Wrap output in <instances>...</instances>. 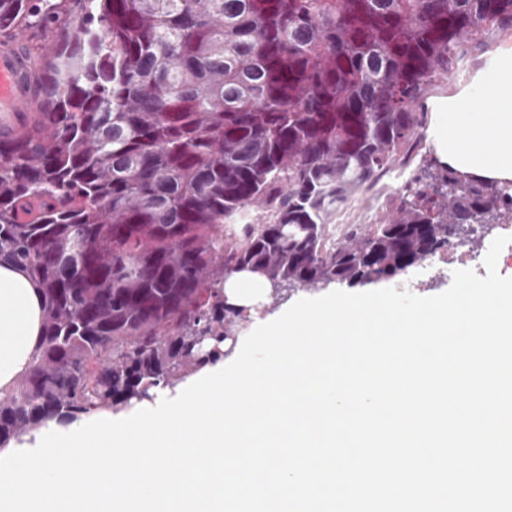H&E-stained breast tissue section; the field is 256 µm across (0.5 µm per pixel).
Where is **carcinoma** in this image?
Here are the masks:
<instances>
[{"mask_svg": "<svg viewBox=\"0 0 512 512\" xmlns=\"http://www.w3.org/2000/svg\"><path fill=\"white\" fill-rule=\"evenodd\" d=\"M512 23V0H0L45 60L0 133V259L43 297L0 446L50 419L152 399L234 340L241 272L270 295L391 280L459 224L512 222V182L447 165L390 215L333 219L421 149L431 89Z\"/></svg>", "mask_w": 512, "mask_h": 512, "instance_id": "cac0c4a2", "label": "carcinoma"}]
</instances>
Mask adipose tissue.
Masks as SVG:
<instances>
[{"label": "adipose tissue", "mask_w": 512, "mask_h": 512, "mask_svg": "<svg viewBox=\"0 0 512 512\" xmlns=\"http://www.w3.org/2000/svg\"><path fill=\"white\" fill-rule=\"evenodd\" d=\"M490 111H473L475 98ZM438 159L460 173L512 181V47L500 49L481 71L474 93L443 102L428 132ZM42 328V296L20 267L0 260V397L32 363Z\"/></svg>", "instance_id": "1"}]
</instances>
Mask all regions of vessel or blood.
<instances>
[{
	"label": "vessel or blood",
	"mask_w": 512,
	"mask_h": 512,
	"mask_svg": "<svg viewBox=\"0 0 512 512\" xmlns=\"http://www.w3.org/2000/svg\"><path fill=\"white\" fill-rule=\"evenodd\" d=\"M36 70L35 61L20 42L0 46V125H17L33 92L31 76Z\"/></svg>",
	"instance_id": "b4317fda"
}]
</instances>
